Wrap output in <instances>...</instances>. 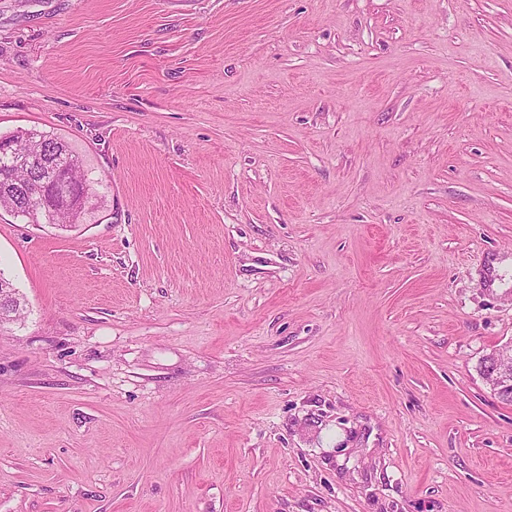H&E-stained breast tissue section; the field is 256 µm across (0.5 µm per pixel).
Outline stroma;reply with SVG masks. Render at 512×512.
<instances>
[{"label": "stroma", "mask_w": 512, "mask_h": 512, "mask_svg": "<svg viewBox=\"0 0 512 512\" xmlns=\"http://www.w3.org/2000/svg\"><path fill=\"white\" fill-rule=\"evenodd\" d=\"M0 512H512V0H0ZM8 139L13 143L16 155H1L2 153L10 152L13 154V149L10 146L3 145L0 152V209L12 212L14 215L22 216L27 219H31L33 222L38 223L40 219H44L47 224H53L57 227H66L64 224H84L90 222L92 218H95V212L93 207L76 203L72 208L61 209L59 214L54 218L50 219L44 214V206L51 200L58 197L66 196L69 193L68 186L64 184L59 175V171L62 167L68 166L67 173L76 180H81L87 187L88 193L92 197L95 195V182L87 177L83 169V160L76 153L67 142L59 137L45 134L43 132L34 129H22L17 130L9 136H0L1 139ZM49 148L50 157L45 158L43 154H35L30 157L28 166L30 168H36L39 164H45L41 166L38 175L32 171L28 173L24 170L17 171V160L18 155L26 153H37L44 151L46 152ZM11 166L13 169V175L16 172V177L20 180L32 179L34 183L40 181V184L45 185L34 189L30 194L31 190L35 186H23L16 187V192L24 195H29L28 199L15 193L13 188L10 187L2 177L1 172L4 168ZM43 188V189H42ZM62 224V225H61Z\"/></svg>", "instance_id": "1"}]
</instances>
